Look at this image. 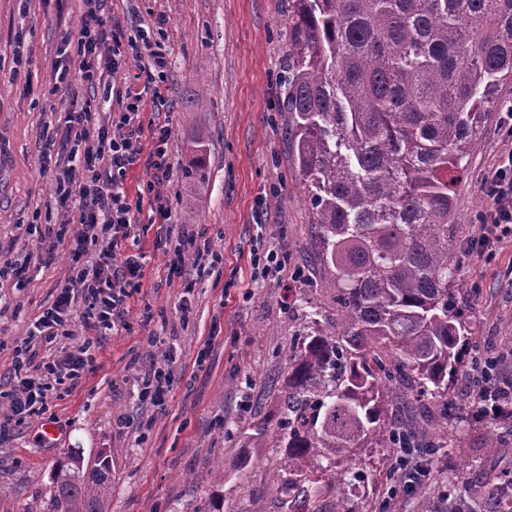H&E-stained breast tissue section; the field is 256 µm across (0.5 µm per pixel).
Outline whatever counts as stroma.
Returning <instances> with one entry per match:
<instances>
[{"instance_id": "obj_1", "label": "stroma", "mask_w": 512, "mask_h": 512, "mask_svg": "<svg viewBox=\"0 0 512 512\" xmlns=\"http://www.w3.org/2000/svg\"><path fill=\"white\" fill-rule=\"evenodd\" d=\"M102 8L126 36L143 29L161 45L167 71L158 88L138 78L146 54L129 60L123 77L104 72L94 87L80 80L83 0H0V264L23 269L0 280V392L16 383V345L29 342L39 359L58 349L34 339V323L66 284L71 260L63 251L42 266L36 248L45 227L69 223L75 205L58 202L56 170L43 167L40 151L72 102L88 103L103 125L127 90L142 96L140 159L125 180L137 212L120 253L146 256L127 329L94 337V367L80 386L0 444V512H49L58 461L76 453L88 463L101 452L112 460L110 512H191L192 499L212 494L223 497V512H300L301 501L267 491L279 459L269 431L284 410L289 352L336 322L338 310L286 135L288 0H104ZM162 125L170 131L169 177L160 187L171 210L165 229L148 221L147 191ZM196 146L206 157L201 179L189 174ZM511 151L512 140L489 118L463 161L450 245L477 346L509 358L512 241L489 260L470 240L489 206L481 180ZM166 236L209 242L223 260L205 277L189 266L168 279ZM278 244L284 271L254 278L253 254ZM150 335L157 345L147 344ZM165 362L174 387L157 413L139 404L136 381ZM469 383L462 374L449 383V410L417 401L401 384L388 389L393 418L422 419L436 432L442 449L430 482L441 491L457 474L492 489L512 468V438L486 447L483 425L468 419ZM47 424L57 430L51 443ZM395 456L390 448L356 449L354 512H417L418 497L394 490Z\"/></svg>"}]
</instances>
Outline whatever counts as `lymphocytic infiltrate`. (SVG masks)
I'll return each instance as SVG.
<instances>
[{
    "mask_svg": "<svg viewBox=\"0 0 512 512\" xmlns=\"http://www.w3.org/2000/svg\"><path fill=\"white\" fill-rule=\"evenodd\" d=\"M86 10L80 19L78 47L82 55L80 73L88 84H95L100 68L119 72L124 63V33L118 24L101 14L98 0H84ZM128 102L111 125L92 126L87 108L66 112L59 137L47 138L44 159L55 162L57 193L68 200L79 193L82 203L74 228L46 231L38 240L44 263H52L61 245H69L73 274L50 308L38 317L36 328L46 340L71 339L76 332L102 334L125 328L124 313L132 289L138 288L143 262L134 255L119 256L121 240L131 233L134 213L127 199L124 178L139 157L134 141L142 127V97L128 92ZM81 171L82 183L72 181ZM489 208L481 220V232L474 246L492 252L499 242L512 237V152L482 181ZM94 358L90 341L69 344L59 355L43 363L38 376H31V360L26 346H18L14 372L19 385L9 397L7 412L0 414V440L32 415L43 412L49 392L70 393L80 384ZM173 390L168 365L151 368L137 384V398L154 412L166 410Z\"/></svg>",
    "mask_w": 512,
    "mask_h": 512,
    "instance_id": "obj_1",
    "label": "lymphocytic infiltrate"
}]
</instances>
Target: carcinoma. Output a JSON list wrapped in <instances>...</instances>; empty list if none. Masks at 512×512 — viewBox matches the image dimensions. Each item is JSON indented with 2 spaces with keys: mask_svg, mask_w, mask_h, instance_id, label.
<instances>
[{
  "mask_svg": "<svg viewBox=\"0 0 512 512\" xmlns=\"http://www.w3.org/2000/svg\"><path fill=\"white\" fill-rule=\"evenodd\" d=\"M288 139L313 214L341 319L289 356L272 490L301 480L354 512L336 465L363 443L434 455L429 429L393 425L385 396L396 380L420 401L448 395L471 355V325L450 287L448 256L461 162L512 82V0H289ZM512 358L483 362L471 417L495 448L512 437ZM52 473V512H108L111 460ZM419 512H441L419 478ZM512 470L491 491L448 481L446 512H506Z\"/></svg>",
  "mask_w": 512,
  "mask_h": 512,
  "instance_id": "obj_1",
  "label": "carcinoma"
}]
</instances>
